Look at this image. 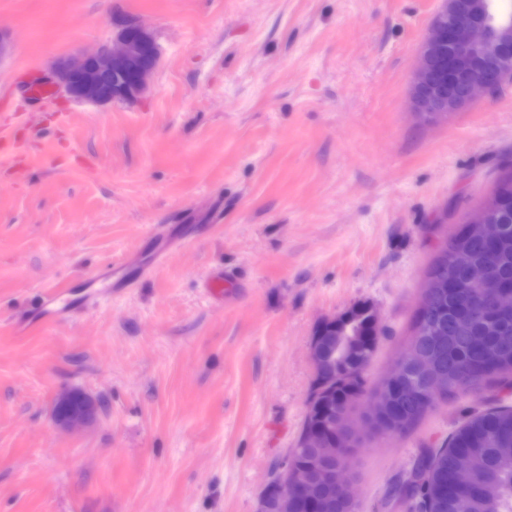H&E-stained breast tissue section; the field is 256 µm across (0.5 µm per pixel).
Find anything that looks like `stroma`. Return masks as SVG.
Wrapping results in <instances>:
<instances>
[{"mask_svg": "<svg viewBox=\"0 0 512 512\" xmlns=\"http://www.w3.org/2000/svg\"><path fill=\"white\" fill-rule=\"evenodd\" d=\"M437 6L0 0V512H258L320 320L369 303L388 331L370 383L392 367L435 254L512 165V84L437 122L408 110ZM116 14L161 48L137 102L27 96ZM71 390L98 404L78 431L54 418ZM483 405L365 437L356 512H404L412 458Z\"/></svg>", "mask_w": 512, "mask_h": 512, "instance_id": "1", "label": "stroma"}]
</instances>
